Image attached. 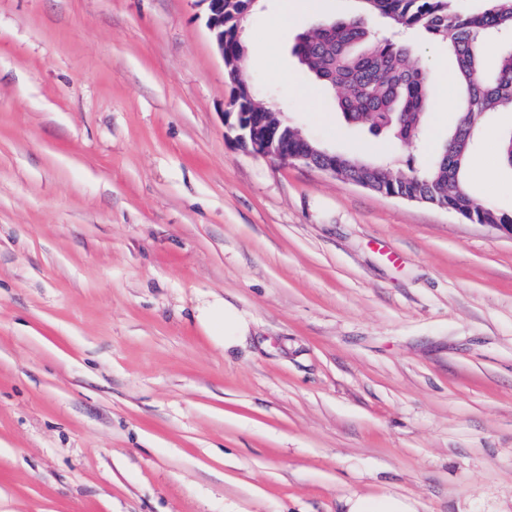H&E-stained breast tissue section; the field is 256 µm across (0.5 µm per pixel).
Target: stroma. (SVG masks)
Masks as SVG:
<instances>
[{
	"label": "stroma",
	"mask_w": 512,
	"mask_h": 512,
	"mask_svg": "<svg viewBox=\"0 0 512 512\" xmlns=\"http://www.w3.org/2000/svg\"><path fill=\"white\" fill-rule=\"evenodd\" d=\"M257 0L240 77L411 174L293 53L355 0ZM200 0H0V512H512V238L243 149ZM466 182L512 213L497 145ZM232 305V348L202 313ZM347 512H416L411 506L393 497L372 499L355 496L347 500Z\"/></svg>",
	"instance_id": "1"
}]
</instances>
